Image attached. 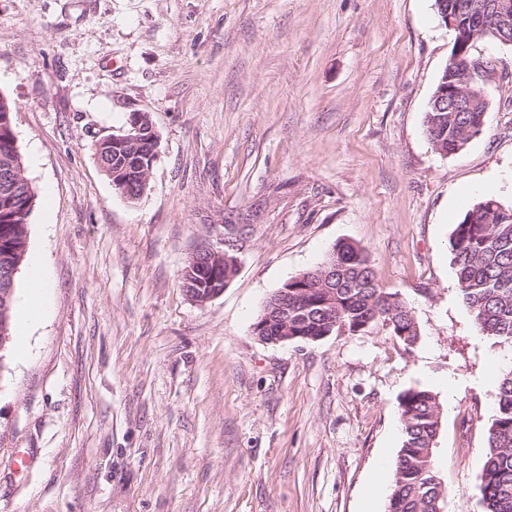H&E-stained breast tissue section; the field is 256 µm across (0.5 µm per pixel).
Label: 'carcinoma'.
Listing matches in <instances>:
<instances>
[{
    "label": "carcinoma",
    "mask_w": 512,
    "mask_h": 512,
    "mask_svg": "<svg viewBox=\"0 0 512 512\" xmlns=\"http://www.w3.org/2000/svg\"><path fill=\"white\" fill-rule=\"evenodd\" d=\"M472 85L469 112L426 113V134L439 153L464 150L486 131L488 102ZM25 174L19 148L0 129V172ZM34 185L0 190V270L23 262L28 245L29 202ZM451 263L458 290L473 314L479 335L512 354V206L484 199L469 209L450 235ZM288 308L302 336L365 332L375 324L390 330L406 347L420 338L412 309L376 279L365 248L352 242L334 245L323 266L288 279ZM487 429L481 474L485 512H512V362L499 367V387ZM438 395L413 387L399 396L403 440L394 464L389 512H441L447 490L435 463L441 430Z\"/></svg>",
    "instance_id": "1"
}]
</instances>
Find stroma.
Here are the masks:
<instances>
[{
  "label": "stroma",
  "instance_id": "stroma-1",
  "mask_svg": "<svg viewBox=\"0 0 512 512\" xmlns=\"http://www.w3.org/2000/svg\"><path fill=\"white\" fill-rule=\"evenodd\" d=\"M435 0H0V94L37 189L29 260L50 269L31 354L0 351V512H387L398 398L437 392L445 512H484L498 347L449 253L460 216L512 205V46L487 130L453 156L425 133L451 56ZM160 139L127 200L95 145L130 113ZM364 247L412 308L411 348L376 325L267 344L252 325L331 247ZM233 249L206 304L182 269Z\"/></svg>",
  "mask_w": 512,
  "mask_h": 512
}]
</instances>
